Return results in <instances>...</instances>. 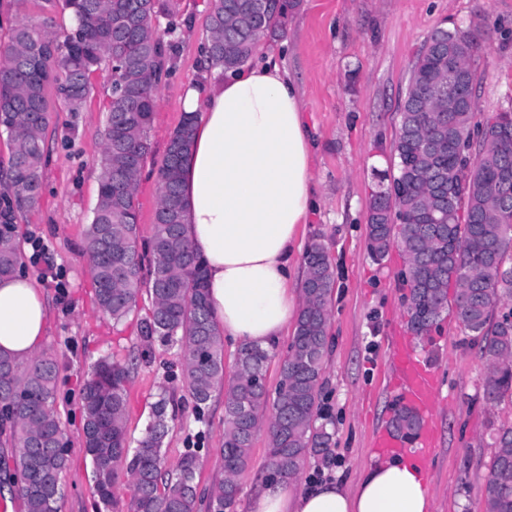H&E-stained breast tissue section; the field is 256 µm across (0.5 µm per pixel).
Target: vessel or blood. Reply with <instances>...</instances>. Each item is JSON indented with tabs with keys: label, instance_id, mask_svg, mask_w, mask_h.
<instances>
[{
	"label": "vessel or blood",
	"instance_id": "vessel-or-blood-1",
	"mask_svg": "<svg viewBox=\"0 0 512 512\" xmlns=\"http://www.w3.org/2000/svg\"><path fill=\"white\" fill-rule=\"evenodd\" d=\"M395 395L400 407L411 410L419 418L415 440H408L393 426L377 429L371 438V447L386 454L414 452L417 462L423 463L433 453V422L439 388L433 372L416 354L408 337H395L388 352Z\"/></svg>",
	"mask_w": 512,
	"mask_h": 512
}]
</instances>
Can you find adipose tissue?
<instances>
[{"mask_svg": "<svg viewBox=\"0 0 512 512\" xmlns=\"http://www.w3.org/2000/svg\"><path fill=\"white\" fill-rule=\"evenodd\" d=\"M194 116L182 175L185 234L203 260L210 310L239 346L270 347L298 309L289 289L300 229L315 206L310 156L295 82L276 60L187 84ZM48 310L30 277L0 278V352L18 363L42 345ZM253 512H431L422 467L395 457L367 468L354 489L334 482L296 489L263 485Z\"/></svg>", "mask_w": 512, "mask_h": 512, "instance_id": "ef3b65f1", "label": "adipose tissue"}]
</instances>
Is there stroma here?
Masks as SVG:
<instances>
[{"mask_svg":"<svg viewBox=\"0 0 512 512\" xmlns=\"http://www.w3.org/2000/svg\"><path fill=\"white\" fill-rule=\"evenodd\" d=\"M175 2L182 26L174 67L158 90L151 153L137 194L145 237L159 194L157 169L183 117L180 89L200 78L199 55L208 37L209 0ZM46 20L57 37H65L70 21L64 0H0V42H8L19 24ZM439 27L476 29L477 104L486 116L512 110V0H299L287 37L261 45L254 54L258 60L274 56L299 88L303 117L316 141V208L302 242L319 239L326 244L335 282L329 301L332 348L323 388V405L335 432L334 466L309 460L298 479L303 487L327 470L345 488H353L378 459L370 446L372 432L396 409L385 350L387 337L408 325L409 290L400 276L405 259L396 246L382 260L369 255V203L376 172L390 163L411 63ZM111 81L109 70H99L82 112L51 113L43 194L16 226L23 273L39 280L48 305L43 345L55 352L59 365L56 407L71 448L59 512H95L92 464L81 446L79 385L102 356L137 357L128 383L131 440L143 435L152 405L164 392L175 415L164 443L168 464L177 465L188 437L200 432L201 485H209L223 466V394H215L203 415H195L176 349L148 342L140 333L147 298H140L135 311L117 325L95 303L92 267L82 246L98 199V159ZM33 235L48 246L38 267L30 261ZM45 266L58 274V282L42 280ZM411 341L432 366L440 387L434 453L424 469L433 512H483L481 483L493 453L492 436L496 429L512 426V397L485 401V367L478 348L451 315H442L428 335L412 336ZM267 464V435L261 431L254 437L250 463L238 477L234 512H252Z\"/></svg>","mask_w":512,"mask_h":512,"instance_id":"35a3bbf8","label":"stroma"}]
</instances>
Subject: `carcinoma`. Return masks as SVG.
Segmentation results:
<instances>
[{
	"label": "carcinoma",
	"instance_id": "obj_1",
	"mask_svg": "<svg viewBox=\"0 0 512 512\" xmlns=\"http://www.w3.org/2000/svg\"><path fill=\"white\" fill-rule=\"evenodd\" d=\"M70 31L57 39L52 23L20 24L0 47V126L13 144L14 191L0 198V277L17 273L20 249L14 224L37 205L46 162L45 131L53 91L77 114L89 97L91 77L112 71L107 122L99 160V194L85 232L83 251L93 267L95 300L112 321L125 320L137 297L150 300L141 333L181 348L182 381L196 415L224 389L223 471L201 490L196 481L202 436L171 469L163 448L168 401L154 404L145 433L130 448L126 427L127 383L134 360L98 359L82 388L83 445L93 468L99 512H232L237 477L250 458L256 433L266 430L269 462L300 476L306 462L331 447L322 422L321 393L329 352V300L334 277L327 247L313 240L305 252L302 305L280 364L276 395L257 384L270 352L258 346L238 352L224 383V340L207 299L201 258L184 233L183 165L193 136V117L183 116L158 168L160 191L154 223L139 249L137 190L150 153L149 133L162 77L172 68L173 45L165 34L180 29L176 10L158 0H64ZM296 0H211L208 41L212 66L225 72L250 60L264 42L288 32ZM169 17L167 33L153 17ZM477 49L473 31L435 30L411 65L399 112L390 170L370 200L368 248L380 261L393 245L406 260L408 314L414 330L432 326L450 309L477 343L485 365L484 398L494 404L512 395V124L501 113L476 121V73L464 65ZM462 81L463 112L448 113L437 88L451 69ZM58 363L44 349L24 365L0 354V431L11 445L0 474L22 499L25 512H58L69 442L55 405ZM398 431L413 434L417 418L393 417ZM485 478L484 512H512V427L495 434ZM130 479V499L115 491L118 471Z\"/></svg>",
	"mask_w": 512,
	"mask_h": 512
}]
</instances>
